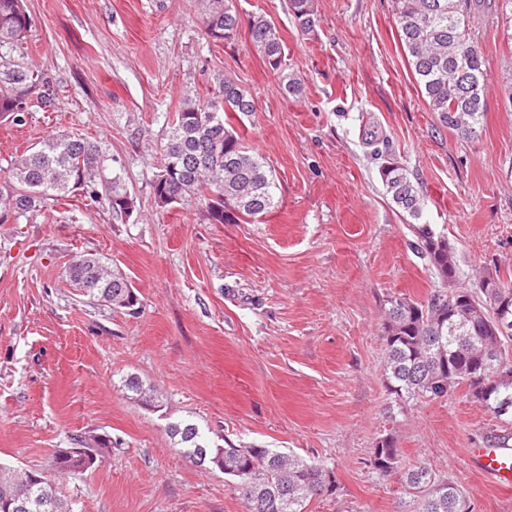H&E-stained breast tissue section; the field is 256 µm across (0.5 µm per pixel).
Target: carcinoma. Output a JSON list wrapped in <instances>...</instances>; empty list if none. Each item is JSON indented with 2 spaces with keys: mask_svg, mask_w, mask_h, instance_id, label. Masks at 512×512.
Instances as JSON below:
<instances>
[{
  "mask_svg": "<svg viewBox=\"0 0 512 512\" xmlns=\"http://www.w3.org/2000/svg\"><path fill=\"white\" fill-rule=\"evenodd\" d=\"M460 10L448 13V0H393L399 41L424 101L440 124L463 139L477 135L486 110L485 62L471 37L475 14L490 12L496 0H460ZM288 9L303 32L313 27L314 0H288ZM203 33L214 41H233L241 31L234 0H203ZM32 20L23 0H0V46L20 44ZM248 35L273 72L284 58V46L273 24L262 16L249 22ZM34 73L22 66L0 68V116L17 125L25 122L28 95L37 86ZM255 103L247 91L230 78L219 80L205 99H186L172 120L163 145L162 162L152 189L158 207L204 202L214 223L251 224L276 206L275 180L262 156L250 148L233 120L250 116ZM97 154L93 143L80 135L58 134L44 139L14 167L16 184L0 196V222L11 212L30 210L48 200H58L81 189L100 199L96 188ZM380 177L392 202L410 217H421L425 201L408 171L395 164L382 166ZM106 201L115 214L128 215L134 200L112 179ZM414 248L427 261L443 288L426 303L405 297L387 300L382 318L385 346L384 372L390 393L400 399L446 400L464 385L471 397L501 417L509 407L512 416V381L496 379L497 366L512 342V281L500 279L489 295L471 296L453 288L458 265L448 240L430 225L415 227ZM70 285L89 299L114 308H131L133 288L118 270L101 258L79 254L66 268ZM468 323L470 334L448 335V313ZM124 387L145 404L158 403L152 390L136 375ZM180 452L195 463L224 459V474L237 481L245 512H306L314 497L336 492L333 472L296 456L271 448L220 447L191 422L169 426ZM73 444L92 451L96 460L112 447L90 445L77 435ZM401 451L391 437L376 444L372 466L382 474L392 472ZM406 487L419 498L416 512H464L469 497L451 478L438 477L424 464L403 474ZM0 512H72L57 487L44 481L34 487L23 482V470L0 464Z\"/></svg>",
  "mask_w": 512,
  "mask_h": 512,
  "instance_id": "cac0c4a2",
  "label": "carcinoma"
}]
</instances>
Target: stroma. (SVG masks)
Wrapping results in <instances>:
<instances>
[{
  "instance_id": "stroma-1",
  "label": "stroma",
  "mask_w": 512,
  "mask_h": 512,
  "mask_svg": "<svg viewBox=\"0 0 512 512\" xmlns=\"http://www.w3.org/2000/svg\"><path fill=\"white\" fill-rule=\"evenodd\" d=\"M235 2L242 21L275 25L300 95L282 93L247 35L206 38L199 0H24L33 27L0 56L45 76L54 100L24 125L0 118V191L22 154L66 132L96 145L98 180L120 177L135 209L121 217L78 191L0 224V461L39 469L73 512H244L231 477L175 448L168 426L187 420L332 470L336 493L307 512H414L401 472L418 463L458 482L474 512H512V493L466 465L468 449L512 448V422L463 387L445 401L387 388L386 301L421 302L441 283L379 175L391 159L418 182L420 221L448 240L458 287L512 280V4L472 26L487 110L464 140L429 111L392 0H315L305 34L288 0ZM223 76L254 99L243 132L277 184V208L255 224L154 201L176 109ZM78 254L123 272L137 310L70 286ZM130 374L158 407L124 388ZM96 434L117 449L59 476L55 453ZM386 436L401 457L383 475L371 458Z\"/></svg>"
}]
</instances>
